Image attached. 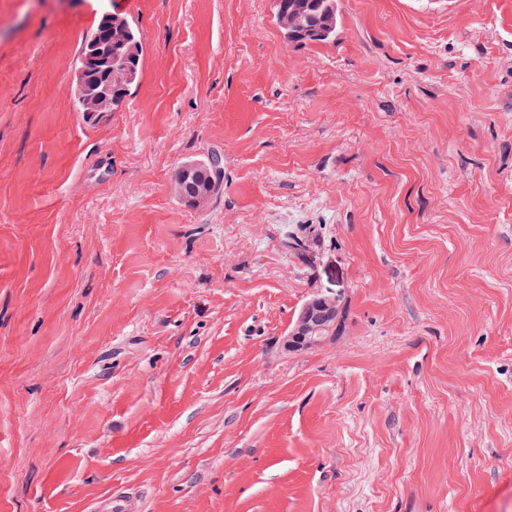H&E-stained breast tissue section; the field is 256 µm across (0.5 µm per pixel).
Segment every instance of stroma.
<instances>
[{
	"label": "stroma",
	"instance_id": "obj_1",
	"mask_svg": "<svg viewBox=\"0 0 512 512\" xmlns=\"http://www.w3.org/2000/svg\"><path fill=\"white\" fill-rule=\"evenodd\" d=\"M338 5L0 0V512H512V0ZM106 8L141 75L91 124ZM284 2L287 3L285 13L288 15L289 12H292L293 14L288 17H280V19L275 16L288 42L306 45L309 43H326L335 39L336 27L327 39L317 40L313 35L318 27L325 24V19L329 13L334 12L336 16V0H284ZM295 13L304 15L302 29H296L292 26L302 22V18ZM125 42L127 45H132L135 48L134 55L130 60V74L132 75V79H129L127 75L123 76L122 82L117 84L112 80V89L110 91H103L104 80H100L98 78V73L91 72L88 75V79L86 81L87 91L80 94L77 92L76 88V103L80 112H84L85 106L81 101L83 96H109L112 92V96L109 99V107L112 108V100L115 99L118 103L114 106L111 112H114L126 99V97L130 94V91L133 86H135L139 80L140 76V57L142 54V44L141 38L138 30L129 22L128 29L126 30L124 36ZM206 166L205 178L203 167L197 163H187L181 166V183L187 188L190 187V192L195 185L203 180V184H209V191L211 195L218 193L222 187V169L223 161L220 155L213 154L204 162ZM313 296L301 307L296 319L293 321L286 340L290 348L310 347L321 343L331 335L334 326L329 329V322L335 314L336 295L320 297Z\"/></svg>",
	"mask_w": 512,
	"mask_h": 512
}]
</instances>
